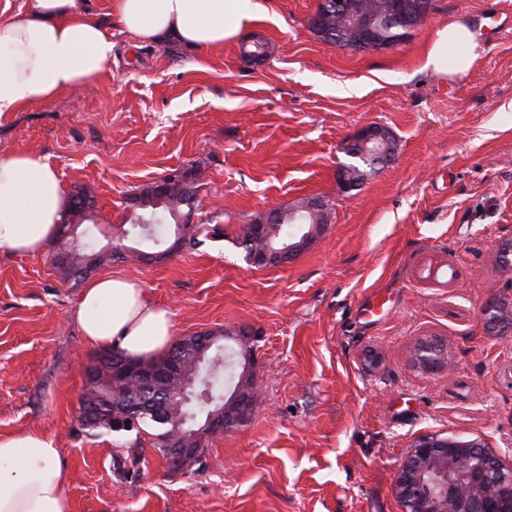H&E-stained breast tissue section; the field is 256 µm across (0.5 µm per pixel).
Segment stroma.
I'll return each mask as SVG.
<instances>
[{
    "instance_id": "obj_1",
    "label": "stroma",
    "mask_w": 512,
    "mask_h": 512,
    "mask_svg": "<svg viewBox=\"0 0 512 512\" xmlns=\"http://www.w3.org/2000/svg\"><path fill=\"white\" fill-rule=\"evenodd\" d=\"M112 2L84 3L114 43L106 72L1 116L0 153H42L66 193L93 187L102 247L117 244L142 187L191 174L197 245L98 272L138 280L176 336L247 333L259 398L191 470L146 446L138 474L118 478L116 436L77 421L98 354L72 321L80 285L49 253L0 249V436L53 441L71 512H401L395 480L424 437L474 441L512 464V337L480 316L512 302V270L497 262L512 240V0H433L406 41L363 51L312 31L320 0H259L218 50L142 43ZM460 17L476 32L459 48L470 70H423L436 31ZM255 38L266 58L244 57ZM368 124L393 134L396 156L340 193L345 145ZM302 197L329 205L324 232L286 264L248 266L240 226ZM386 286L391 311L365 317ZM428 337L447 349L434 374L412 364Z\"/></svg>"
}]
</instances>
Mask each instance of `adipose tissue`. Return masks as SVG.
I'll use <instances>...</instances> for the list:
<instances>
[{"label":"adipose tissue","instance_id":"1","mask_svg":"<svg viewBox=\"0 0 512 512\" xmlns=\"http://www.w3.org/2000/svg\"><path fill=\"white\" fill-rule=\"evenodd\" d=\"M124 28L140 41L171 39L218 49L234 40L259 11L255 0H115ZM471 25L460 19L436 32L425 68L455 75L474 57L449 54L473 44ZM112 40L89 20L80 0H27L24 10L0 22V116L54 99L99 79L112 61ZM65 214L62 182L38 152L0 154V249L37 255L54 239ZM82 336L100 349L135 360L163 355L175 325L133 278L120 274L89 281L74 312ZM59 450L40 433L0 436V512H70Z\"/></svg>","mask_w":512,"mask_h":512}]
</instances>
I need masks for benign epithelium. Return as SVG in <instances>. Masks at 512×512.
I'll list each match as a JSON object with an SVG mask.
<instances>
[{
  "label": "benign epithelium",
  "mask_w": 512,
  "mask_h": 512,
  "mask_svg": "<svg viewBox=\"0 0 512 512\" xmlns=\"http://www.w3.org/2000/svg\"><path fill=\"white\" fill-rule=\"evenodd\" d=\"M348 25L355 35L353 46H366L377 39L379 21L400 15L409 20L431 11L429 0H377L367 11L358 0L345 5ZM390 132L378 125H367L350 139L345 151L360 148L363 156L387 158ZM303 244L284 248L267 246L254 253L251 262L258 267L277 266L298 255ZM484 324L502 334L512 330V310L500 300L480 308ZM445 352L436 340H424L416 347L414 365L425 373L444 367ZM395 494L402 512H512V466L484 446L470 441L427 437L416 441L408 452L396 480Z\"/></svg>",
  "instance_id": "1"
}]
</instances>
